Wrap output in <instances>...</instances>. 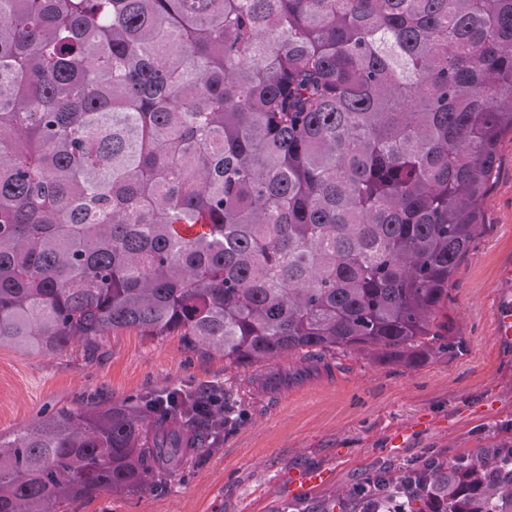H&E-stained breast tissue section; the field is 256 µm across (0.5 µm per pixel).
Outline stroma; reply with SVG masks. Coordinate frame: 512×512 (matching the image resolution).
<instances>
[{
  "label": "stroma",
  "instance_id": "stroma-1",
  "mask_svg": "<svg viewBox=\"0 0 512 512\" xmlns=\"http://www.w3.org/2000/svg\"><path fill=\"white\" fill-rule=\"evenodd\" d=\"M485 232L462 257L446 312L457 347L412 367L362 352H335L306 370L281 356L266 366L228 368L222 355L181 336L108 333L95 351L56 354L0 348V434L83 400L131 402L170 390H224L233 424L214 447L167 485L69 504L68 512H321L324 502L354 512V489L409 464L488 452L512 441V132L484 204ZM321 479L295 494L299 473Z\"/></svg>",
  "mask_w": 512,
  "mask_h": 512
}]
</instances>
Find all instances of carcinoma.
I'll list each match as a JSON object with an SVG mask.
<instances>
[{"mask_svg":"<svg viewBox=\"0 0 512 512\" xmlns=\"http://www.w3.org/2000/svg\"><path fill=\"white\" fill-rule=\"evenodd\" d=\"M512 130V0H0V347L176 333L230 367H410ZM170 392L0 434V512L140 492L219 440ZM512 512V444L361 512Z\"/></svg>","mask_w":512,"mask_h":512,"instance_id":"carcinoma-1","label":"carcinoma"}]
</instances>
